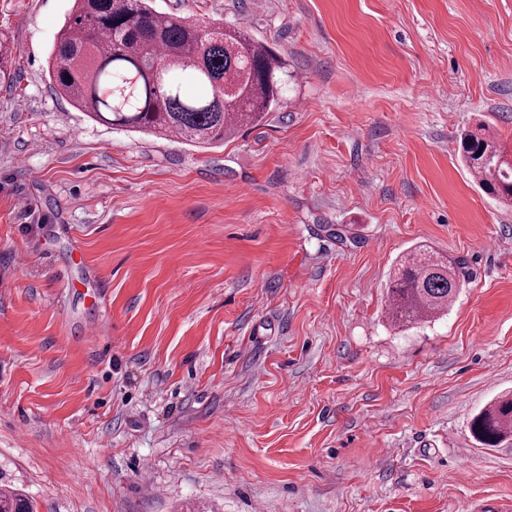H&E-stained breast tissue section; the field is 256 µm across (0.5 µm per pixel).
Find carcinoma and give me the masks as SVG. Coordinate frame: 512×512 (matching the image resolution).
Instances as JSON below:
<instances>
[{
    "mask_svg": "<svg viewBox=\"0 0 512 512\" xmlns=\"http://www.w3.org/2000/svg\"><path fill=\"white\" fill-rule=\"evenodd\" d=\"M56 93L92 120L209 148L259 125L285 104L293 73L264 43L234 28H207L165 14L152 0H74L49 71ZM460 154L488 195L512 198V162L488 132H467ZM460 261L421 245L389 279L388 318L397 326L438 318L455 301ZM480 445L512 438V393L470 421ZM0 512H33L18 492H0Z\"/></svg>",
    "mask_w": 512,
    "mask_h": 512,
    "instance_id": "1",
    "label": "carcinoma"
}]
</instances>
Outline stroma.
<instances>
[{
	"mask_svg": "<svg viewBox=\"0 0 512 512\" xmlns=\"http://www.w3.org/2000/svg\"><path fill=\"white\" fill-rule=\"evenodd\" d=\"M72 0H0V490L36 512H512V0H156L285 58L287 105L201 150L86 118L48 57ZM462 260L406 328L386 283ZM483 130L480 135L467 132L461 136L460 154L486 194L511 200L512 162H507L498 141ZM459 260L438 257L425 245L396 264L389 279L388 318L397 326L439 318L460 290ZM470 433L480 445L496 448L512 438V393L497 397L470 421Z\"/></svg>",
	"mask_w": 512,
	"mask_h": 512,
	"instance_id": "stroma-1",
	"label": "stroma"
}]
</instances>
